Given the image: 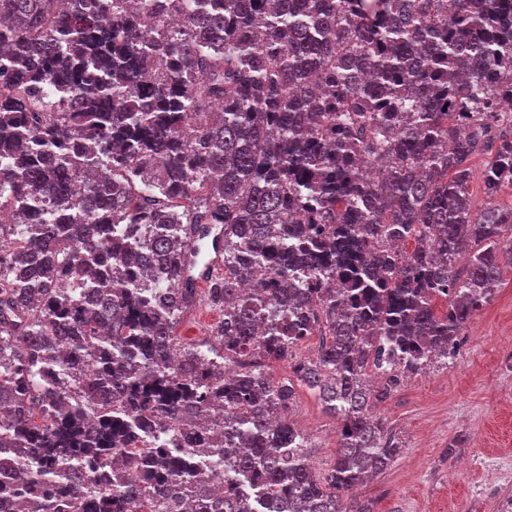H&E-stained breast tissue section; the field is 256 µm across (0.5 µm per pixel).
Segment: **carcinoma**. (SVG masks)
Wrapping results in <instances>:
<instances>
[{"label": "carcinoma", "mask_w": 512, "mask_h": 512, "mask_svg": "<svg viewBox=\"0 0 512 512\" xmlns=\"http://www.w3.org/2000/svg\"><path fill=\"white\" fill-rule=\"evenodd\" d=\"M132 2L0 0V448L28 472L0 512H374L347 496L402 446L371 408L455 357L512 267V204L474 213L469 167L512 188V0ZM210 225L203 350L175 326ZM256 357L339 419L328 474ZM89 363L77 397L42 383ZM145 414L153 444L111 459Z\"/></svg>", "instance_id": "obj_1"}]
</instances>
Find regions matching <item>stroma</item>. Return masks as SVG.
Masks as SVG:
<instances>
[{"mask_svg":"<svg viewBox=\"0 0 512 512\" xmlns=\"http://www.w3.org/2000/svg\"><path fill=\"white\" fill-rule=\"evenodd\" d=\"M222 312L207 300L181 314L182 343L212 342ZM289 418L308 438L317 473L333 466L339 423L296 385ZM402 443L401 455L356 489L374 512H496L512 493V268L465 330L457 355L408 377L373 410Z\"/></svg>","mask_w":512,"mask_h":512,"instance_id":"35a3bbf8","label":"stroma"}]
</instances>
